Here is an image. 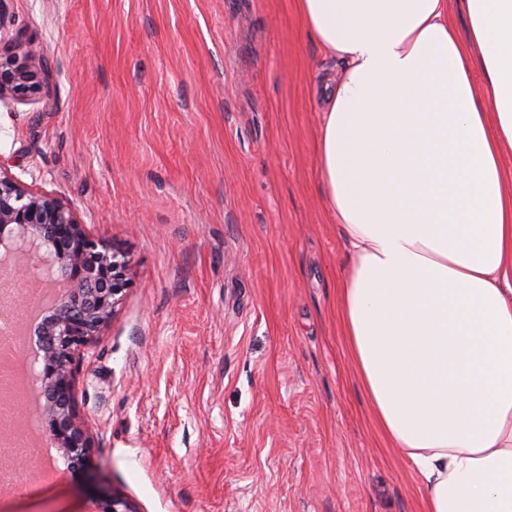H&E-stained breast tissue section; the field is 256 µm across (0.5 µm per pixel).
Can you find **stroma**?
<instances>
[{
  "label": "stroma",
  "mask_w": 512,
  "mask_h": 512,
  "mask_svg": "<svg viewBox=\"0 0 512 512\" xmlns=\"http://www.w3.org/2000/svg\"><path fill=\"white\" fill-rule=\"evenodd\" d=\"M55 96L0 100V164L126 254L79 369L107 489L139 512H424L336 312L351 261L324 202V84L296 0H6ZM14 512H82L65 454Z\"/></svg>",
  "instance_id": "obj_1"
}]
</instances>
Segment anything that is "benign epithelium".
Masks as SVG:
<instances>
[{
    "mask_svg": "<svg viewBox=\"0 0 512 512\" xmlns=\"http://www.w3.org/2000/svg\"><path fill=\"white\" fill-rule=\"evenodd\" d=\"M43 49L30 44L0 62V98L7 92L44 90L38 80ZM36 248V262L55 272L58 292L39 328L42 385L41 430L70 459L68 471L83 490L102 487L106 476L93 464L92 443L77 400L76 364L102 335L128 285L125 254L94 239L60 199L28 188L0 164V247ZM92 512H139L118 493L94 500Z\"/></svg>",
    "mask_w": 512,
    "mask_h": 512,
    "instance_id": "benign-epithelium-1",
    "label": "benign epithelium"
}]
</instances>
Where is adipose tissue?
I'll return each mask as SVG.
<instances>
[{"label":"adipose tissue","mask_w":512,"mask_h":512,"mask_svg":"<svg viewBox=\"0 0 512 512\" xmlns=\"http://www.w3.org/2000/svg\"><path fill=\"white\" fill-rule=\"evenodd\" d=\"M297 0L343 73L319 176L351 256L340 315L426 512H512V0Z\"/></svg>","instance_id":"obj_1"}]
</instances>
